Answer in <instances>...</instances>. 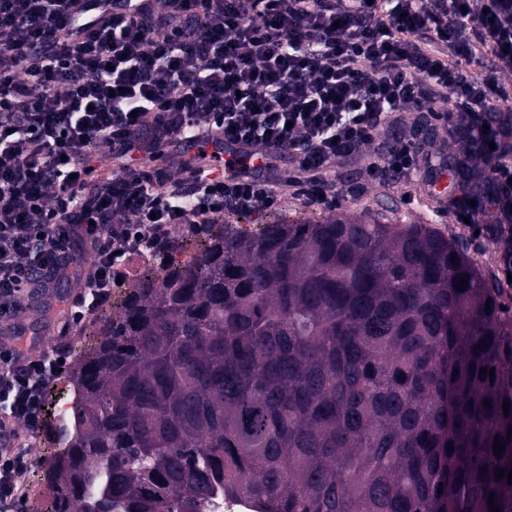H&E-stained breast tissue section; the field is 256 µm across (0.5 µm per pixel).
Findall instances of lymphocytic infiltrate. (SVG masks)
Masks as SVG:
<instances>
[{
	"label": "lymphocytic infiltrate",
	"instance_id": "1",
	"mask_svg": "<svg viewBox=\"0 0 512 512\" xmlns=\"http://www.w3.org/2000/svg\"><path fill=\"white\" fill-rule=\"evenodd\" d=\"M0 0V332L49 307L79 277L69 317L107 303L114 267L162 250L226 208H271L281 183L306 205L340 197L327 175L373 148L371 180L433 176L442 156L414 132L388 138L398 112L443 105L462 159L487 183L460 186L456 219L490 229L512 274V0ZM229 151L225 174L207 149ZM112 175L88 176L101 158ZM61 363L0 348V503L15 502Z\"/></svg>",
	"mask_w": 512,
	"mask_h": 512
}]
</instances>
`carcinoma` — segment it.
<instances>
[{
  "instance_id": "cac0c4a2",
  "label": "carcinoma",
  "mask_w": 512,
  "mask_h": 512,
  "mask_svg": "<svg viewBox=\"0 0 512 512\" xmlns=\"http://www.w3.org/2000/svg\"><path fill=\"white\" fill-rule=\"evenodd\" d=\"M191 246L198 266L141 272L76 359L50 512L217 488L272 512H512V307L459 240L207 224L167 252Z\"/></svg>"
}]
</instances>
